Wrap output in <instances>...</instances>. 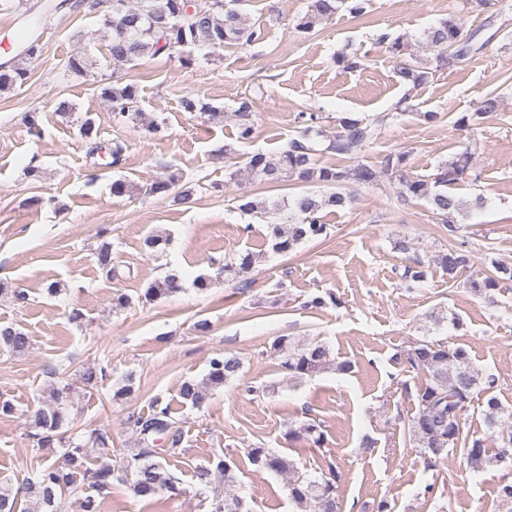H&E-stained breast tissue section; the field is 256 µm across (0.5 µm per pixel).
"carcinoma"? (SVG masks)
<instances>
[{"label": "carcinoma", "instance_id": "obj_1", "mask_svg": "<svg viewBox=\"0 0 512 512\" xmlns=\"http://www.w3.org/2000/svg\"><path fill=\"white\" fill-rule=\"evenodd\" d=\"M245 0H216L217 7L210 9L196 0H112V13L104 16L107 52L112 63L126 65L139 56L178 55L179 61L190 64L184 56L186 49L205 45L222 49L226 45L250 46L261 37V25L241 10ZM367 0H310L307 12L298 20L296 28L310 32L314 27L332 18L340 10L355 16L364 14ZM426 44L439 49L437 66L444 67L462 60L467 53L482 50L486 43L478 42L477 35L467 34L453 16L441 21L425 33ZM24 45V57L7 70L0 69V90L24 83L30 74L27 63L40 54L38 39L32 33L20 35ZM379 41L386 45L395 59L394 74L403 85L418 87L427 82L429 71L411 53L410 45L400 37L394 39L383 34ZM102 95L112 103L114 119L122 121L141 115L139 88L134 83L102 88ZM187 112H201L209 119L224 121V113L192 97L182 100ZM500 109L499 97L487 94L478 111L463 113L455 121L457 129L466 131L477 122L495 114ZM237 141L250 140L255 132L253 112L248 100H243L236 110ZM396 115L392 112L375 116H362L355 112H344L337 119L336 135L316 143L311 137L316 116H301L309 123L303 134L288 141L286 148L277 152H254L245 156L243 169L255 180L267 184H279L290 180L318 184L324 187L319 195L302 193L291 199L293 216L287 224L267 225L268 238L274 251L287 254L301 243L321 238L328 233V225L321 213H335L351 202L347 185H369L380 177L389 175L398 179L402 186L400 197L404 201H424L432 212L441 217L448 234L458 231L455 214L461 210V202L452 189L465 182L476 183L480 174L472 166V152L467 149L441 163L436 173L422 179L409 175L411 167L408 151L388 154L381 162V170L356 164L348 169L320 166L316 155L326 152L349 155L354 158L377 139L383 127L389 125ZM80 133L89 144V152L95 156L102 150L97 142V131L92 122H85ZM181 175L168 172L152 180L146 193L158 199H173L177 205L188 206L194 202V190H176ZM238 209L250 215H265L269 206L256 197L244 196ZM96 263L109 278L118 276L114 264L111 243L104 241L95 254ZM256 255L239 253L219 267L218 275L237 277L251 270ZM466 256L452 247L440 252L434 263L454 280L466 266ZM493 270L482 276H471L466 288L477 297H487L494 291L512 284V265L492 262ZM428 267L418 260L403 273L408 285L427 279ZM178 276L169 273L152 281L144 293L146 301L168 297L177 290ZM31 346V337L14 324L0 325V353L21 355ZM274 351L281 357L280 367L289 376L302 379L328 371L346 374L352 371L349 361H337L332 349L324 342L315 341L296 344L286 337L278 339ZM410 366L426 373L424 382L415 388V412L409 416L405 429L409 442L421 449L426 459L440 460L454 450H462L469 467L473 470L489 466L512 467V430L498 429V415L502 410L499 400L490 395L486 401L485 422L496 435L495 446H488V439L470 436L464 432L462 416L465 407L479 394L492 390L497 380L476 369L469 352L462 346L448 347L443 343L426 339L415 340L406 351ZM242 359L231 352L218 353L209 361V369L202 380H185L179 389L181 403L192 409H200L213 391L224 387L239 377ZM104 368L93 363L83 368L81 382L92 387L103 377ZM77 397L76 388L66 384L53 390L52 403L38 409L34 414L33 437L42 448L59 446L65 449L63 461H54L43 466L35 479L17 489L7 481H0V512H16L18 498L26 502L24 512H68V507L77 512H97L96 497H104L112 488V481L123 475L133 476V491L144 499L166 497L174 499L186 490L157 460V442L164 441L169 447L164 452L174 455L182 442V428L171 410L170 403L156 397L146 413L133 415L129 419L136 437L138 451L123 458L117 467L101 464L88 466L91 456H112V438L105 430H96L87 437L72 433L74 419L69 407ZM288 440L304 442L311 448H322L327 442L320 423L310 420L298 427H288ZM247 456L257 468L288 477V497L295 512H338L336 499L339 492V473L336 465L328 461V475L312 478L301 471L296 461L287 454L267 448H249ZM87 482L96 495H80L77 476ZM224 477V484L235 483L232 466L224 456L215 454L206 463L193 470V477L200 485H208L212 477ZM211 512H244L243 500L226 495L215 498Z\"/></svg>", "mask_w": 512, "mask_h": 512}]
</instances>
